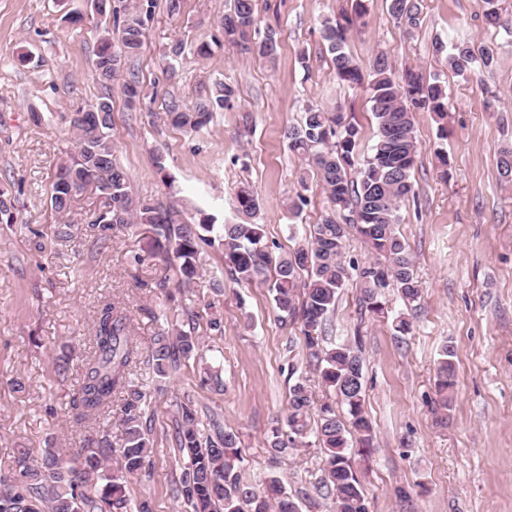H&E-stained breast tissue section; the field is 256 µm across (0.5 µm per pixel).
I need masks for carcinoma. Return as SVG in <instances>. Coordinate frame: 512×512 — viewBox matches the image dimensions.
Segmentation results:
<instances>
[{
  "label": "carcinoma",
  "instance_id": "cac0c4a2",
  "mask_svg": "<svg viewBox=\"0 0 512 512\" xmlns=\"http://www.w3.org/2000/svg\"><path fill=\"white\" fill-rule=\"evenodd\" d=\"M498 2L484 0L485 24L507 31L509 24L502 21ZM91 5L101 16L112 12V26L101 30L93 60V68H104V76H95V99L73 120V153L57 166L51 208L67 214L79 196L73 192L75 187L83 192L94 190L106 199L103 209L93 212L88 221L99 243H112L131 224L146 226L149 255L175 270V287L184 291L204 272L206 246L222 250L224 271L239 285L266 280L270 264H275L270 290L279 319L284 324H302L307 360L334 397L313 406L306 379L291 369L294 380L289 386L288 412L272 429L268 446L280 457L297 447L307 433H313L323 454L324 496L333 500L334 512H369L351 451L355 446L369 449L374 437L364 409L363 361L351 344L327 346L317 331L334 312L340 291L353 277L367 308L376 314L384 310L388 288L396 289L408 304L421 297L413 258L397 234L396 224L400 222L399 202L414 193L411 174L418 151L414 111L443 117L448 112L444 87L414 69L396 76L382 54L369 68L361 66L347 50V42L353 18L366 14L364 0H354V16L342 12L323 21L320 35L332 55L336 78L350 88L364 87L369 92L375 140L366 156H360L359 124L345 120L341 112L314 106L307 107L298 125L288 128L289 148L306 163L300 184L306 185L310 176L315 178L330 207L317 223L309 225L304 242L274 261L260 224H218L213 216L186 222L172 203L132 197L129 175L114 156L112 98L104 82L124 76L121 89L127 102L133 105L139 100L138 76L127 62L142 48L155 0H140L131 7L113 6L110 0H91ZM388 10L409 32L420 23L419 0H388ZM218 28L224 43L275 59L278 39L273 28H266L261 40L252 39L258 28L255 0H229ZM477 62L490 68L494 50L489 46L477 50L466 41L452 44L448 67L454 73L469 71ZM235 96L234 86L220 82L192 108L170 100L165 119L176 128L194 132L211 121L213 112L231 106ZM497 168L501 181L512 183L511 149L500 152ZM353 170L355 178L351 177ZM237 202L248 215L261 208L258 196L248 187L238 190ZM352 229L373 255L361 266L345 257ZM303 271L307 272L305 279L301 278ZM198 317L199 313L189 311L186 327H174L156 337L151 349L144 352L131 334L126 307L113 299L102 301L91 327L93 351L82 359L71 401L76 423L104 427L97 447L83 449L73 465L50 448L36 464L30 462L27 452H21L11 465L0 468V512H119L125 508L126 483L146 470L151 453L152 426L145 410L150 391L137 380V372L145 366L166 378L183 360L205 362L204 344L196 335ZM453 356V350L443 348L436 374V406L445 410L452 402ZM338 401L346 406V421L336 413ZM313 409L314 420L310 419ZM114 414L123 427L116 440L106 430ZM201 424L196 404L188 398L179 401L174 435L187 461L174 496L189 512H299L294 496L278 476L269 474L259 484L246 477L238 433L215 419L210 420L206 433Z\"/></svg>",
  "mask_w": 512,
  "mask_h": 512
}]
</instances>
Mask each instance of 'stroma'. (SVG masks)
<instances>
[{
  "mask_svg": "<svg viewBox=\"0 0 512 512\" xmlns=\"http://www.w3.org/2000/svg\"><path fill=\"white\" fill-rule=\"evenodd\" d=\"M148 22L134 68L144 89L136 109L121 91L112 96L115 154L130 177L133 196L167 201L176 195L189 220L214 215L243 223L236 190L250 185L262 205L256 223L273 256L293 249L328 207L322 188L309 182L299 214L288 210L302 168L285 132L307 106L355 117L363 129L361 152L374 141L375 121L364 89L340 83L321 35L324 19L350 11L352 0H255L262 26L278 35L275 62L214 43L228 0H182L169 13L166 0ZM420 26L407 33L391 17L387 0H365L364 23L353 30L349 52L361 65L385 55L395 74L415 68L445 82L448 112L414 115L419 153L412 179L415 198L400 204L398 232L415 261L422 294L406 307L396 291L386 310H365L356 282L342 289L327 324L335 339H360L365 410L375 432L368 457L354 456L370 512H512V185L500 180L497 159L512 147V34L486 27L483 0H420ZM80 11L79 25L64 15ZM103 17L86 0H0V189L18 221L0 224V462L20 450L40 457L52 448L72 459L97 439L77 425L70 406L81 360L91 350L90 325L102 299L128 304L132 330L147 348L171 311L152 284L155 260L131 265L143 247L133 228L107 248L86 229L101 204L94 192L79 197L70 218L73 235L55 236L60 221L49 203L51 177L73 147L71 120L97 93L92 59ZM461 37L494 50L491 68L458 75L435 42ZM208 41L211 56L172 60L177 43ZM232 84V107L187 133L163 122L165 106L206 97L216 82ZM47 120L35 124L33 113ZM447 139H439V128ZM207 269L192 288L196 309L217 301L223 335L205 321L198 333L219 367L223 389L200 384L195 362H183L153 398L151 465L129 480L130 502L148 500L153 512H183L173 486L184 460L172 435L175 400L194 398L200 412L236 430L250 477L273 472L301 512H331L320 494L321 448L300 444L280 458L267 446L270 430L287 410L289 367L309 379L314 401L327 395L306 362L300 324L282 325L267 284L225 280L215 296L212 278L222 255L208 249ZM407 334L392 326L398 315ZM455 351L450 410L436 408V370L443 346ZM68 360L67 379L56 367Z\"/></svg>",
  "mask_w": 512,
  "mask_h": 512,
  "instance_id": "obj_1",
  "label": "stroma"
}]
</instances>
